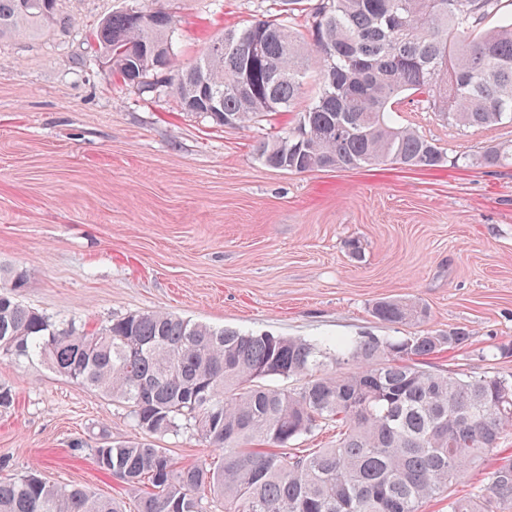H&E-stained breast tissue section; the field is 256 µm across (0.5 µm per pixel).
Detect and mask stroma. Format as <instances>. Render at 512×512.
Here are the masks:
<instances>
[{
    "label": "stroma",
    "instance_id": "obj_1",
    "mask_svg": "<svg viewBox=\"0 0 512 512\" xmlns=\"http://www.w3.org/2000/svg\"><path fill=\"white\" fill-rule=\"evenodd\" d=\"M271 0H153L177 20L191 64L224 29ZM125 0H60L62 34L0 39V267L27 272L24 305L94 332L162 310L215 327L347 339L416 333L371 313L383 299L426 306L428 326L471 343L430 369L512 376V123L465 128L405 98L401 121L445 153L439 167L381 164L302 174L265 166L256 147L293 127L276 112L229 128L183 111L167 88L125 84L90 36ZM489 147L497 167L474 158ZM359 253H352L351 242ZM0 479L37 473L101 496L134 493L91 455L137 431L111 397L39 360L0 359ZM177 465L216 463L195 433L156 437Z\"/></svg>",
    "mask_w": 512,
    "mask_h": 512
}]
</instances>
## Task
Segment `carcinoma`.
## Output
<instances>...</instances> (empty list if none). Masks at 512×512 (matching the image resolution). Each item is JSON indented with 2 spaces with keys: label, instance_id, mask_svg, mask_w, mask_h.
Masks as SVG:
<instances>
[{
  "label": "carcinoma",
  "instance_id": "cac0c4a2",
  "mask_svg": "<svg viewBox=\"0 0 512 512\" xmlns=\"http://www.w3.org/2000/svg\"><path fill=\"white\" fill-rule=\"evenodd\" d=\"M59 0H0V37L64 32ZM284 8L211 40L183 69L177 22L131 7L105 17L96 52L130 84L157 75L187 112L244 128L301 98L309 61L319 92L296 124L258 148L268 167L305 173L389 162L432 169L437 144L398 120L410 92L463 127L512 121V13L481 29L501 0H281ZM0 359L38 358L112 397L141 434L93 449L98 469L134 491L133 512H419L448 494V512H512V458L487 487L453 485L512 433V379L457 376L424 359L470 336L421 330L346 340L214 328L164 311L131 313L100 332L61 325L22 304L23 271L0 269ZM387 325L424 324L411 300L376 302ZM292 381L286 389L259 385ZM336 442L310 453L288 445L322 427ZM185 427L222 452L213 467H177L152 438ZM0 512H127L126 502L35 473L0 481Z\"/></svg>",
  "mask_w": 512,
  "mask_h": 512
}]
</instances>
